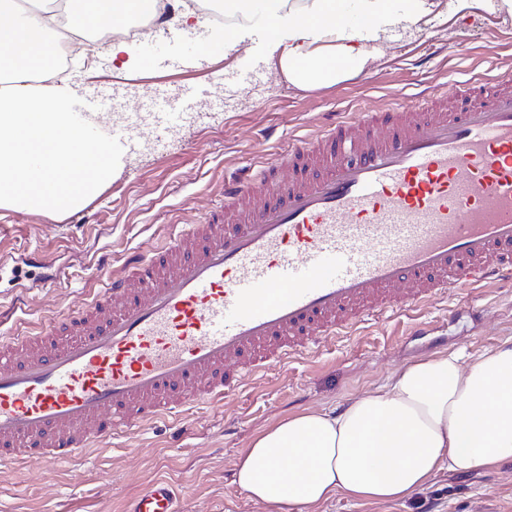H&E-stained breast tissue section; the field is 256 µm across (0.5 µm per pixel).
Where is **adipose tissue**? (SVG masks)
Returning <instances> with one entry per match:
<instances>
[{
  "label": "adipose tissue",
  "mask_w": 512,
  "mask_h": 512,
  "mask_svg": "<svg viewBox=\"0 0 512 512\" xmlns=\"http://www.w3.org/2000/svg\"><path fill=\"white\" fill-rule=\"evenodd\" d=\"M365 29L336 25L341 0H268L269 59L301 89L365 72L390 28H419L431 0H358ZM127 18L118 0H66L74 33ZM57 14L23 16L0 0V206L70 212L118 171L103 148L66 127L68 103L50 81H33L55 52ZM512 459V340L473 357L460 350L397 369L377 392L339 408L285 417L256 435L235 464L246 496L271 507L314 508L341 495L355 501L409 499L441 469L468 472Z\"/></svg>",
  "instance_id": "1"
}]
</instances>
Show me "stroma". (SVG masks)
I'll return each mask as SVG.
<instances>
[{
    "mask_svg": "<svg viewBox=\"0 0 512 512\" xmlns=\"http://www.w3.org/2000/svg\"><path fill=\"white\" fill-rule=\"evenodd\" d=\"M447 2L439 0L418 32L394 28L367 73L305 90L281 80L254 32L227 57L196 52V44L213 43L209 29L197 28L190 38L177 24L146 26L142 42L165 43L177 56L175 67L131 78L111 76V59L95 48L101 84L117 90L110 112H153L160 98L193 87L191 109L206 118L171 132L134 130L141 149L83 205V223H71L66 213L0 207V253L9 257L0 266V303H11L19 283L35 285L16 332H37L47 318L86 303L100 285V258L120 267L129 250L150 252L174 228L203 222L222 198L225 175L255 174L257 161L282 156L319 130L327 113L410 104L422 85L449 88L464 69L512 75V13L487 11L473 0L461 16ZM228 73L246 86L225 84ZM34 252L56 270L52 286L39 287L44 270L29 262ZM510 337L512 287L448 291L416 313L366 322L310 356L270 366L224 402L193 410L180 426L132 429L89 459L63 466L0 465V512H123L129 498L160 478L178 490L182 512H268L234 482L235 460L258 433L284 417L369 394L406 364L451 348L479 354ZM318 512H512V461L440 471L408 500L337 497Z\"/></svg>",
    "mask_w": 512,
    "mask_h": 512,
    "instance_id": "35a3bbf8",
    "label": "stroma"
}]
</instances>
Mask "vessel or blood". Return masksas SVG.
<instances>
[{
    "instance_id": "vessel-or-blood-1",
    "label": "vessel or blood",
    "mask_w": 512,
    "mask_h": 512,
    "mask_svg": "<svg viewBox=\"0 0 512 512\" xmlns=\"http://www.w3.org/2000/svg\"><path fill=\"white\" fill-rule=\"evenodd\" d=\"M108 92L70 99L73 138L135 149ZM224 183V200L151 254L129 252L77 311L0 343V465L65 464L127 430L179 422L268 366L469 284L512 282V80L459 73L419 106L336 113ZM125 512H180L152 482Z\"/></svg>"
}]
</instances>
